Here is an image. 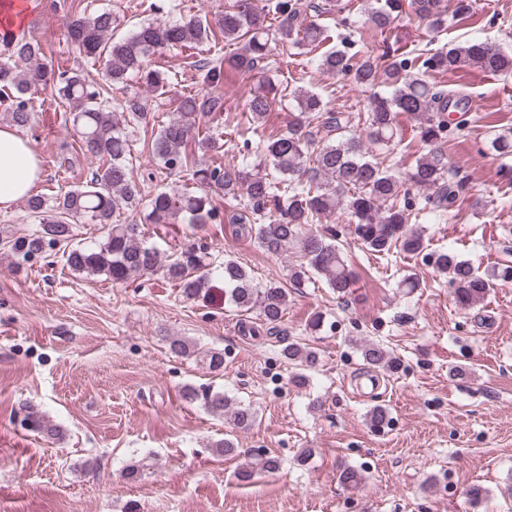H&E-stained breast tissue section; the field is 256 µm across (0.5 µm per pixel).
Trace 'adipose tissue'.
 Instances as JSON below:
<instances>
[{
	"label": "adipose tissue",
	"instance_id": "obj_1",
	"mask_svg": "<svg viewBox=\"0 0 512 512\" xmlns=\"http://www.w3.org/2000/svg\"><path fill=\"white\" fill-rule=\"evenodd\" d=\"M41 173L42 160L29 142L15 128L0 126V212L29 195Z\"/></svg>",
	"mask_w": 512,
	"mask_h": 512
}]
</instances>
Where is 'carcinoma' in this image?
I'll use <instances>...</instances> for the list:
<instances>
[{
  "instance_id": "obj_1",
  "label": "carcinoma",
  "mask_w": 512,
  "mask_h": 512,
  "mask_svg": "<svg viewBox=\"0 0 512 512\" xmlns=\"http://www.w3.org/2000/svg\"><path fill=\"white\" fill-rule=\"evenodd\" d=\"M425 26L436 32L448 28V11L441 0H365L366 22L385 30L397 21L405 7ZM116 18L110 11L89 16L75 14L66 20V40L91 59H106L109 83H124L135 74L145 86L159 94L169 88L164 72L148 67L151 57L174 46L202 43L218 27L224 42L239 49L226 58L202 65L205 93L179 98L177 112L151 136L149 155L160 168L170 172H192L200 185L197 191L171 188L155 193L142 205L140 186L133 180L132 129L150 125L146 104L132 95L112 101L107 90L83 71L66 69L53 73L38 63L42 47L33 37L12 31L0 32L4 55L0 56V94L8 101L7 120L19 130L32 124L31 90L50 85L57 96L69 104V120L79 136V149L102 161L85 184L58 199L49 214L44 200L31 194L25 200L28 211L42 215L40 229L15 239L11 251L22 260L43 255L47 250L67 244L73 225L109 226L102 242L78 245L66 255V264L77 274L104 275L114 283H127L162 273L180 289L181 295L195 300L213 287L224 284V299L237 310L257 313L260 321L273 329L280 324L288 306V289L275 280L258 283L231 255L214 265L208 245L192 242L173 252L159 247L155 238L168 224L182 219L199 227L205 224L238 225L242 234L254 238L266 253L278 256L293 248L305 262L289 269V280L299 285L315 274L322 277L339 296L349 293L354 284L352 271L336 246L335 235H322L308 229L320 217L342 210L354 224L361 246L374 255L392 250L419 255L427 249L423 232L408 228V208L400 206L403 182L431 191V204L437 211H450L456 205L459 185L446 178L448 156L439 147L449 127L446 112L467 113L459 107L460 96L426 79L429 72H460L479 68L503 77L512 76V53L487 41H467L426 54L421 66L414 67L390 49L376 56L364 55L359 61L343 50L325 52L318 66L334 76H343L369 93L366 104L367 135L374 145L388 147L397 139V114L407 113L420 121V137L427 151L420 154L411 171L402 177L379 162L367 158L363 140L346 135L349 116L328 107L318 95L297 89L293 92L296 114L285 132L263 144V158L241 166L202 165L186 147L196 144L202 154L218 148V139L200 131L199 121L224 114V95L217 89L230 72L243 76L263 69L261 63L272 54V43L319 46L331 40L329 29L307 20L293 0H232L224 14L210 25L206 19L190 18L167 22H148L120 41L109 40ZM278 88L266 84L244 105L252 121L260 122L275 100ZM325 139H316L317 133ZM492 149L502 157L512 155V133L491 140ZM244 201L240 210L221 211L212 204V194ZM142 209L141 223L117 222L123 209ZM436 270L448 277L455 301L467 310L484 300L494 285L512 282V265L493 267L483 273L453 252L429 253ZM172 354L189 357L193 347L182 336L167 337ZM365 365L394 373L396 357L378 342L358 345ZM282 356L294 366L290 383L303 387L306 371L317 363V354L305 344L284 343ZM184 397L199 402L213 417H230L237 429L250 427L256 415L251 406L210 389L188 386ZM20 426L48 441L60 443L63 430L51 423L28 403L19 407ZM280 469L278 458L255 453L240 468L237 478L251 481L257 474H273Z\"/></svg>"
}]
</instances>
